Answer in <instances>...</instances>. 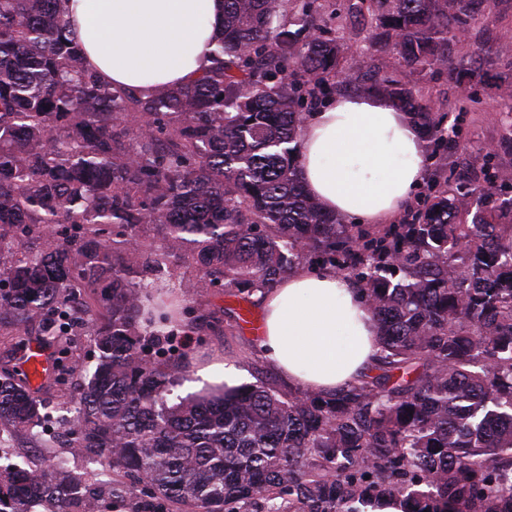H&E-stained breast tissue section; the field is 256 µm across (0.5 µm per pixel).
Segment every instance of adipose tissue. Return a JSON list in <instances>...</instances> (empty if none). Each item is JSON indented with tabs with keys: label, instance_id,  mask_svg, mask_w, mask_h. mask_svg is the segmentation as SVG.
I'll use <instances>...</instances> for the list:
<instances>
[{
	"label": "adipose tissue",
	"instance_id": "adipose-tissue-1",
	"mask_svg": "<svg viewBox=\"0 0 512 512\" xmlns=\"http://www.w3.org/2000/svg\"><path fill=\"white\" fill-rule=\"evenodd\" d=\"M66 19L98 79L139 95L197 80L224 23V0H69ZM300 177L322 207L357 224L394 220L426 175L418 127L380 94H349L303 119ZM255 299L256 346L289 385L324 394L354 383L380 353L359 285L299 270Z\"/></svg>",
	"mask_w": 512,
	"mask_h": 512
}]
</instances>
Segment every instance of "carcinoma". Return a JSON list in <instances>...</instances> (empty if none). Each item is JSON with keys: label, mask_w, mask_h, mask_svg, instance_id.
Masks as SVG:
<instances>
[{"label": "carcinoma", "mask_w": 512, "mask_h": 512, "mask_svg": "<svg viewBox=\"0 0 512 512\" xmlns=\"http://www.w3.org/2000/svg\"><path fill=\"white\" fill-rule=\"evenodd\" d=\"M63 3L0 0V331L60 355L86 336L94 365L55 396L59 374L33 388L0 365V512H512V196L444 190L383 229L324 212L294 157L297 107L369 61L312 3L293 19L286 0H224L208 70L145 98L84 65ZM482 3L349 0L331 18L461 81L490 50L450 61L448 39ZM374 89L448 141L397 75ZM303 263L361 284L378 374L329 398L262 383L170 399L187 377L164 350L174 327L220 325L183 322L173 294L250 303ZM18 439L21 461L4 453Z\"/></svg>", "instance_id": "1"}]
</instances>
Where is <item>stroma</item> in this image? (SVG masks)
<instances>
[{
	"mask_svg": "<svg viewBox=\"0 0 512 512\" xmlns=\"http://www.w3.org/2000/svg\"><path fill=\"white\" fill-rule=\"evenodd\" d=\"M483 10L484 19L476 21L464 37L449 40V58L468 55L480 44L497 47L512 34V0H486ZM483 70L481 79L462 83L450 81L444 69L422 75L406 74L405 79L416 95L434 103L437 111L446 114L448 123L456 128L452 141L428 142L427 168L441 170L443 178L439 181L424 178L407 202V209L420 208L428 196L444 187H456L460 177H482L499 169H512V149L503 144L502 120L503 112L512 110V55L494 56ZM180 304L187 308L202 305L223 309V321L228 325L227 331L194 337L192 345L185 347L191 380L184 383L183 392L201 390L196 375L216 357L244 370V383L263 381L280 391H288V384L255 354L253 335L233 312L231 298L214 290L197 291L182 297Z\"/></svg>",
	"mask_w": 512,
	"mask_h": 512,
	"instance_id": "1",
	"label": "stroma"
}]
</instances>
